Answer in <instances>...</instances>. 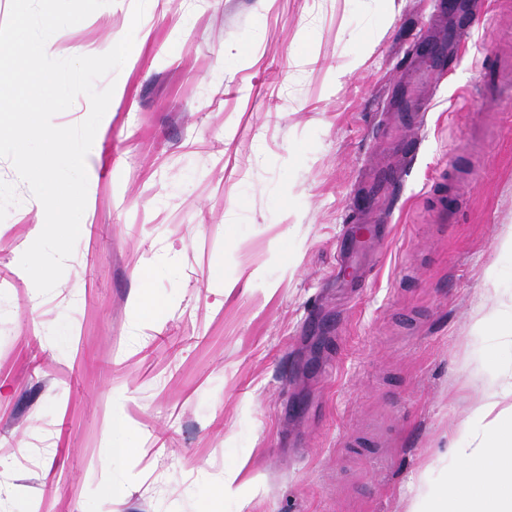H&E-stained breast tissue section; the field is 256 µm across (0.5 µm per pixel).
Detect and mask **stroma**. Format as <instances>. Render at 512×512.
<instances>
[{
    "label": "stroma",
    "instance_id": "1",
    "mask_svg": "<svg viewBox=\"0 0 512 512\" xmlns=\"http://www.w3.org/2000/svg\"><path fill=\"white\" fill-rule=\"evenodd\" d=\"M133 7L53 36L56 59L134 44L95 83L114 93L49 294L20 266L43 207L0 159V512H409L512 386V91L485 100L481 67L512 60V0ZM467 25L452 74L411 68ZM408 96L424 126L383 135Z\"/></svg>",
    "mask_w": 512,
    "mask_h": 512
}]
</instances>
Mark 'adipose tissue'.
I'll return each instance as SVG.
<instances>
[{"label":"adipose tissue","instance_id":"adipose-tissue-1","mask_svg":"<svg viewBox=\"0 0 512 512\" xmlns=\"http://www.w3.org/2000/svg\"><path fill=\"white\" fill-rule=\"evenodd\" d=\"M500 405L497 396L483 398L463 427L482 435L477 447L456 449L459 473L449 475L446 488L411 512H449V499H457V512H512V418L492 422Z\"/></svg>","mask_w":512,"mask_h":512}]
</instances>
